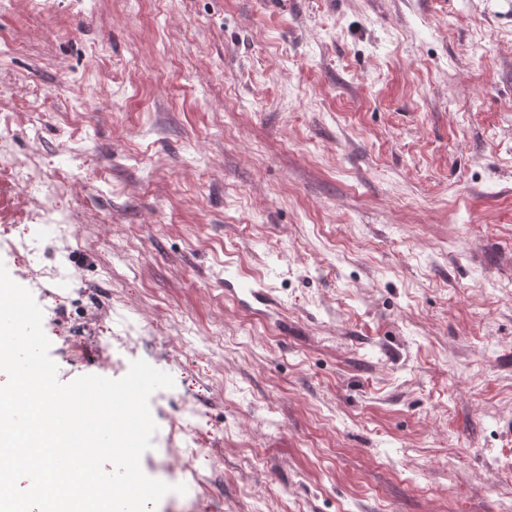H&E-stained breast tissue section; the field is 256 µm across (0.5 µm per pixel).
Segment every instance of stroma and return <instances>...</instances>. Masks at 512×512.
<instances>
[{"mask_svg": "<svg viewBox=\"0 0 512 512\" xmlns=\"http://www.w3.org/2000/svg\"><path fill=\"white\" fill-rule=\"evenodd\" d=\"M0 107L83 164L62 235L0 218L60 382L87 313L193 401L219 510L497 512L512 481V0H0ZM29 239V267L9 241ZM129 256L117 282L107 253ZM271 300L224 292L225 270Z\"/></svg>", "mask_w": 512, "mask_h": 512, "instance_id": "1", "label": "stroma"}]
</instances>
